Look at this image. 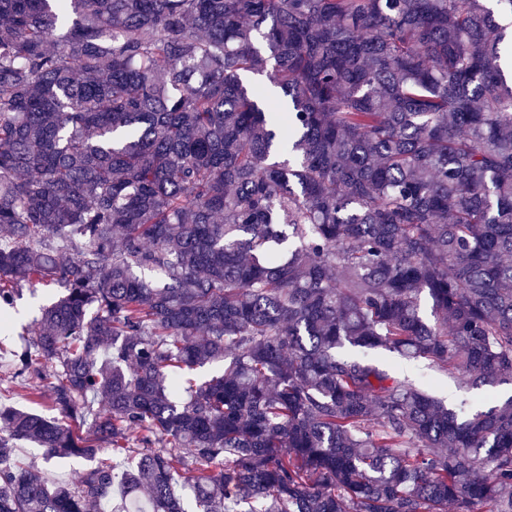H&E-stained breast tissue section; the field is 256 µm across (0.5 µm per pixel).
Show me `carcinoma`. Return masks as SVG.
Returning <instances> with one entry per match:
<instances>
[{"instance_id": "cac0c4a2", "label": "carcinoma", "mask_w": 512, "mask_h": 512, "mask_svg": "<svg viewBox=\"0 0 512 512\" xmlns=\"http://www.w3.org/2000/svg\"><path fill=\"white\" fill-rule=\"evenodd\" d=\"M509 43L512 0H0V312L66 290L0 512L112 500L135 436L117 512H512V397L372 357L512 381ZM379 359L390 369H407L408 374L416 379L424 388L430 390L438 397L448 399V402H457L464 397H469L473 406H478L480 396L486 393H493L498 400H505L512 395V383L499 384L494 388H483L465 394L456 388L452 379L448 376L435 372L427 367L424 362L406 367L401 359L393 353L380 350ZM15 459L18 464L31 467L35 473L49 482L70 480L76 471L87 465V462L81 458L56 459L51 464H45L41 448H36L33 443L24 441L19 442Z\"/></svg>"}]
</instances>
